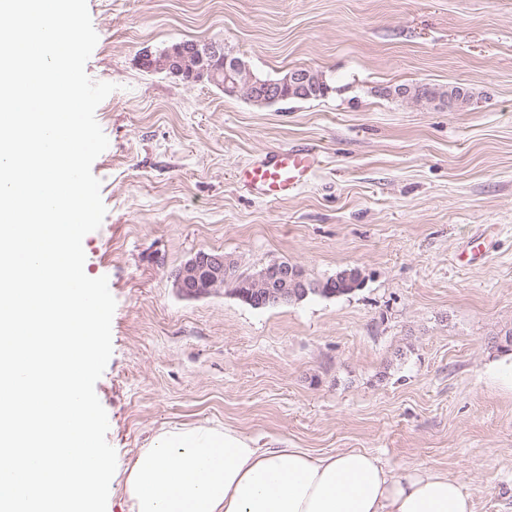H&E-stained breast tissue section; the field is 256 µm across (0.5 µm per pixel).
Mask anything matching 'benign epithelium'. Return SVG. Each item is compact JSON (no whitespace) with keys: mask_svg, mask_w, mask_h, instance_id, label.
<instances>
[{"mask_svg":"<svg viewBox=\"0 0 512 512\" xmlns=\"http://www.w3.org/2000/svg\"><path fill=\"white\" fill-rule=\"evenodd\" d=\"M224 60V82L221 87L230 94H240L241 86L237 77L245 71L246 64L224 56L223 45L208 42L201 46L197 43H175L168 47L160 57L145 49L140 53L141 66L150 71L166 72L174 77L186 78V65L192 61L196 69L197 81L213 78L207 67L210 59ZM239 279L248 288L244 300L251 303L279 304L288 300V294L306 288V274L302 267L292 264L273 262L255 273L239 275L237 264L221 253L199 251L184 262L175 274L174 286L178 293L186 298H198L224 291L228 279Z\"/></svg>","mask_w":512,"mask_h":512,"instance_id":"benign-epithelium-1","label":"benign epithelium"}]
</instances>
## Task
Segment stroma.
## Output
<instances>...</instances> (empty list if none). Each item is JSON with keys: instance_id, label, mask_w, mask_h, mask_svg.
Listing matches in <instances>:
<instances>
[{"instance_id": "35a3bbf8", "label": "stroma", "mask_w": 512, "mask_h": 512, "mask_svg": "<svg viewBox=\"0 0 512 512\" xmlns=\"http://www.w3.org/2000/svg\"><path fill=\"white\" fill-rule=\"evenodd\" d=\"M109 140L92 172L106 215L84 270L116 300L95 385L125 469L162 429L228 425L259 444L372 452L460 481L475 512H512V0H87ZM223 43L263 77L321 72L324 97L261 105L142 69L172 43ZM458 85L451 112L389 95ZM308 146L298 194L261 200L241 168ZM483 261L463 264L474 240ZM240 271L275 261L354 292L255 309L180 296L197 251ZM352 268H346L343 269V273L340 275L343 277H346L347 279H358V280H350L346 281L344 279L342 280H334L333 278H328L324 281H315L311 280L314 284V288H317L318 290H312L309 295H321V296H336V295H345L349 294L355 289L359 288L362 283V273L359 269L355 268L351 270ZM351 270V271H346Z\"/></svg>"}]
</instances>
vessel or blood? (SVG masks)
I'll return each mask as SVG.
<instances>
[{
  "instance_id": "obj_1",
  "label": "vessel or blood",
  "mask_w": 512,
  "mask_h": 512,
  "mask_svg": "<svg viewBox=\"0 0 512 512\" xmlns=\"http://www.w3.org/2000/svg\"><path fill=\"white\" fill-rule=\"evenodd\" d=\"M314 167L315 155L312 150L285 149L248 166L241 182L259 198L278 200L307 184Z\"/></svg>"
}]
</instances>
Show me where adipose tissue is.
Here are the masks:
<instances>
[{
    "instance_id": "obj_1",
    "label": "adipose tissue",
    "mask_w": 512,
    "mask_h": 512,
    "mask_svg": "<svg viewBox=\"0 0 512 512\" xmlns=\"http://www.w3.org/2000/svg\"><path fill=\"white\" fill-rule=\"evenodd\" d=\"M124 491L129 512H474L461 483L437 469L396 475L359 449L259 448L209 424L164 429L137 449Z\"/></svg>"
}]
</instances>
